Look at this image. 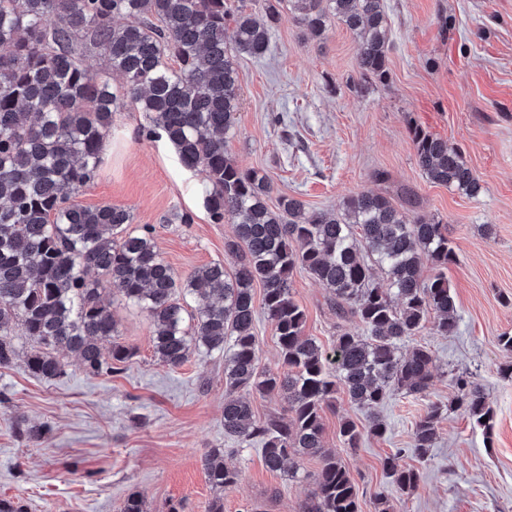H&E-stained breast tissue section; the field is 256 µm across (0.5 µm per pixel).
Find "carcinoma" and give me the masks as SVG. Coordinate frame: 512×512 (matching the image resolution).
Wrapping results in <instances>:
<instances>
[{
    "mask_svg": "<svg viewBox=\"0 0 512 512\" xmlns=\"http://www.w3.org/2000/svg\"><path fill=\"white\" fill-rule=\"evenodd\" d=\"M285 2L314 38L340 22L360 39L361 77L389 79L385 0H263V20L235 0H0V368L16 360L12 336L19 331L34 344L25 365L37 378L65 374L60 351L90 375L124 370L133 350L116 339V320L102 300L109 290L146 313L161 365L178 368L195 353H217L229 390L285 400L287 416L264 420L250 401L224 400V436L242 448L261 445L271 472L295 475L304 458H321L299 512H360L349 466L323 450V410L340 389L362 410L397 392L426 396L432 355L423 346L404 354L400 345L430 317L436 333L456 332L455 302L441 273L456 251L448 225L408 220L380 193L352 194L337 213H307L294 197L274 210L268 174L242 169L228 154L239 108L234 57L267 55ZM89 49L120 83L91 73ZM126 110L149 118L139 139H166L184 168L206 173L212 222L234 228L225 243L232 269L214 263L180 277L158 252L150 225L130 229L129 210L67 204L94 182L113 116ZM411 134L431 183L480 194V179L458 148L418 128ZM426 260L439 272L423 275ZM374 266L385 280L374 277ZM297 269L328 288L336 316L357 319L367 337L340 325L328 352L305 335L306 314L291 289ZM257 284L281 372L259 367ZM457 385L453 405L489 429L493 408L483 387L463 377ZM441 413L431 402L416 423V457L435 446ZM14 427L29 442L43 439L41 428L22 419ZM339 434L346 447H359L353 421H343ZM385 468L398 490L417 488L420 472L402 464V451ZM204 470L218 492L241 480L219 449L205 456Z\"/></svg>",
    "mask_w": 512,
    "mask_h": 512,
    "instance_id": "carcinoma-1",
    "label": "carcinoma"
}]
</instances>
